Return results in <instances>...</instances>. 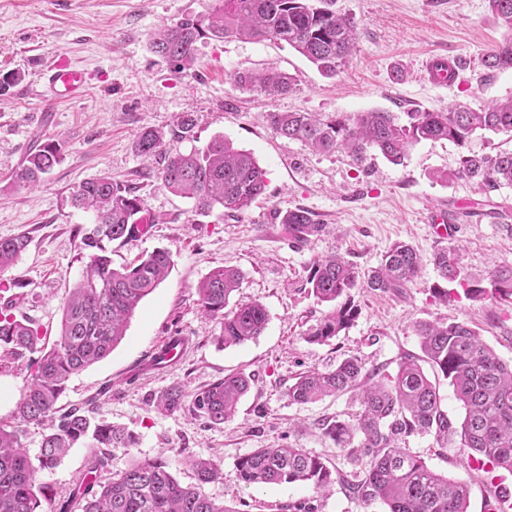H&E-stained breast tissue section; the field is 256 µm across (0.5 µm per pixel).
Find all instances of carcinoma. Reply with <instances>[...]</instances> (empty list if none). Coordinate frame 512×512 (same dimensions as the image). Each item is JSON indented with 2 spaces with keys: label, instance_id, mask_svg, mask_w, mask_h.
<instances>
[{
  "label": "carcinoma",
  "instance_id": "carcinoma-1",
  "mask_svg": "<svg viewBox=\"0 0 512 512\" xmlns=\"http://www.w3.org/2000/svg\"><path fill=\"white\" fill-rule=\"evenodd\" d=\"M330 0H221L209 16L184 18L159 32L151 48L161 58L189 70L196 60L197 43L207 36L286 42L325 75L333 77L354 48L356 21L338 15L325 4ZM488 8L505 31L500 45L483 57L489 69H512V0H488ZM237 88L267 95H287L294 90L290 75L278 70L237 73ZM400 124L391 112H343L323 117L316 112H270L268 122L279 136L298 141L313 151L345 150L361 161L375 148L390 162L401 163L410 150L426 140H448L464 146L472 135L491 131L512 136V97L478 110L454 105L446 112H408ZM135 150L163 156L158 177L168 190L193 200L195 210L207 215L219 208L229 216L246 213L263 194L266 172L252 153L233 146L222 136L201 149L183 153L166 148L163 134L143 129ZM61 161L58 146L46 144L31 151L15 180L40 183ZM456 175L473 181L486 200L505 184L512 185V151L495 155L468 151L461 156ZM76 207L93 214V228L84 237L92 249L82 278L61 308L57 339L49 347L27 317L17 319L12 310L23 302L13 294L0 304V348L29 377L15 404L13 424L0 423V512H37L48 498L38 474L57 467L69 450L91 437L92 473L106 471L114 448H128L135 436L108 423H92L95 402L85 409L57 406L71 376L106 358L125 336L127 323L140 302L159 285L173 264L172 252L157 248L138 263L115 267L102 242L122 243L136 238L137 215L144 200L108 175L83 182L73 196ZM288 236L303 244L326 233L327 225L304 208L287 211L281 219ZM24 235L0 238V274L26 251ZM440 282L433 285L440 298L448 297L446 283H457L471 298L491 297L512 303V264L496 266L486 278L472 280L464 272L457 248L444 247L433 257ZM421 261L415 249L395 243L378 267L362 277L344 257L333 254L313 258L307 284L321 302L334 303L349 290L362 286L372 291H397L418 276ZM241 275L234 268H217L197 285L203 314L222 323L219 340L241 345L260 336L268 313L259 303L244 304L229 314L224 306L239 288ZM354 318V309L340 304L305 332L313 342L337 336ZM412 332L423 356L408 354L395 374L367 371L350 357L328 371L308 370L296 377L288 395L299 404L327 396L352 394L361 411L356 422L326 421L322 433L349 456L370 458L364 476L344 488L369 505L380 502L388 512H468L469 485L448 478L411 454L401 443L433 434L444 444L468 450L467 459L512 472V363L501 360L478 332L464 321H415ZM38 352L40 356L32 357ZM430 364L448 379L464 409L459 426L441 407L437 384L424 372ZM251 376L226 375L187 399L175 382L153 398L160 412L175 413L186 407L213 424L232 420L239 400L250 388ZM41 429L40 451L30 457L22 443L23 428ZM196 483L182 485L164 458L133 463L125 471L102 480L91 479L62 500L56 512H230L203 495L202 485L221 476L211 460L189 461ZM242 481L250 485L310 482L324 490L336 479L324 462L292 445L256 448L238 463Z\"/></svg>",
  "mask_w": 512,
  "mask_h": 512
}]
</instances>
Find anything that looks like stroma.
<instances>
[{
	"instance_id": "stroma-1",
	"label": "stroma",
	"mask_w": 512,
	"mask_h": 512,
	"mask_svg": "<svg viewBox=\"0 0 512 512\" xmlns=\"http://www.w3.org/2000/svg\"><path fill=\"white\" fill-rule=\"evenodd\" d=\"M219 0H0V74L18 71L23 79L0 97V237L27 234L30 244L0 283L23 295L17 315L32 319L55 336L60 308L81 278L89 251L83 243L92 217L72 204L79 185L109 175L144 200L148 231L128 243H109L114 265L134 262L157 248L169 249L174 265L139 304L123 340L105 359L71 377L59 403L78 407L101 398L99 419L134 432L137 441L112 451L107 470L118 473L133 462L166 458L180 483L190 484V460L221 466V477L203 485L207 497L231 512H385L381 503L363 504L340 486L319 491L304 483L245 485L237 461L256 448L293 444L324 461L340 475H361L368 459L353 460L322 434L327 420L354 421L360 405L352 395L299 404L288 388L301 372L328 370L348 357L365 368L396 372L402 356L419 354L414 321H465L505 362L512 363V305L467 297L449 284L447 298L431 286L439 275L432 256L456 245L470 276L512 264V233L490 218L467 217L480 198L464 178L441 181L455 170L461 149L446 140L417 144L395 165L368 150L363 161L347 153H319L279 137L266 120L270 112L381 110L404 116L417 110L444 112L454 104L473 109L512 96V70L484 67V55L504 31L487 0H334L337 13L358 23L355 50L335 77L327 78L287 43L236 38H204L188 71L150 50L152 35L182 18L204 17ZM461 61L459 76L445 87L430 84L424 64L435 53ZM65 55L87 72L84 95L52 99L42 86L43 70ZM268 67L293 75L296 90L266 96L238 89L236 73ZM195 120L190 137L179 135L177 119ZM166 135V144L187 151L215 136L250 151L266 172V190L238 217L213 211L202 216L193 202L167 190L158 178L161 157L144 156L134 144L142 128ZM62 159L34 187L16 183L30 149L50 143ZM312 212L332 231L307 246L292 245L280 222L295 208ZM453 214L454 233L441 238L430 213ZM405 242L419 253L418 277L398 292L352 289L343 300L357 315L327 343L310 342L305 332L332 310L306 282L319 255L339 252L360 273L376 268L389 246ZM242 274L227 311L261 303L269 320L261 336L223 346L219 320L204 316L197 285L213 269ZM186 337L188 350L178 365L147 372L144 362L162 339ZM252 375L234 420L213 425L186 411L158 412L154 395L174 382L187 394L224 375ZM407 448L437 472L466 480L469 512H488L498 486L487 473L468 469L467 453L431 435L409 438ZM88 444L71 448L51 471L40 473L48 488L41 512L68 496L90 468Z\"/></svg>"
}]
</instances>
